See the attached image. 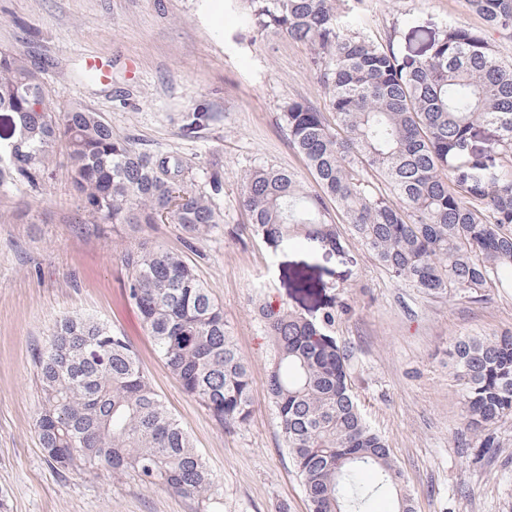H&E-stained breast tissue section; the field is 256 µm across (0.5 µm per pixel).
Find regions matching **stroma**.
<instances>
[{"label": "stroma", "mask_w": 512, "mask_h": 512, "mask_svg": "<svg viewBox=\"0 0 512 512\" xmlns=\"http://www.w3.org/2000/svg\"><path fill=\"white\" fill-rule=\"evenodd\" d=\"M361 16L373 37L394 35L405 56L448 22L484 27L467 0H364ZM11 48L43 66L61 99L87 102L143 151L179 157L223 221L192 251L171 223L78 232L82 214L62 159L41 197L0 188V512H197L193 499L134 474L62 472L44 455L34 356L55 323L76 314L134 344L213 477L212 512H309L267 394L258 309L279 299L309 316L338 310L332 336L348 352L351 389L403 471L414 512H512V418L495 428L500 447L480 454L448 365L454 338L512 333V285L478 300L424 294L341 222L339 254L300 242L275 251L246 231L238 203L246 170L273 166L312 180L283 120L289 101L326 102L307 45L258 32L234 0L216 10L203 0H0V49ZM90 56L108 66L107 83L86 78ZM193 112L211 119L187 129ZM143 242L185 254L223 307L253 379L246 425L219 426L156 353L125 294L123 255Z\"/></svg>", "instance_id": "1"}]
</instances>
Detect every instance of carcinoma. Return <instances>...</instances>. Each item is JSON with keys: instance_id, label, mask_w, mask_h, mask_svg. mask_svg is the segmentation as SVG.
Here are the masks:
<instances>
[{"instance_id": "1", "label": "carcinoma", "mask_w": 512, "mask_h": 512, "mask_svg": "<svg viewBox=\"0 0 512 512\" xmlns=\"http://www.w3.org/2000/svg\"><path fill=\"white\" fill-rule=\"evenodd\" d=\"M246 19L314 54L327 109L284 106L288 140L314 180L260 166L242 179L248 230L274 249L302 241L343 250L327 202L377 261L433 295L476 299L512 281V61L484 33L456 20L420 59L393 36L369 37L363 0H246ZM484 26L512 40V0H468ZM64 142L87 225L180 226L186 246L221 223L188 185L181 161L112 131L94 108L63 102L20 48L0 50V187L38 196ZM126 297L159 356L226 429L252 413V377L224 312L180 253L147 242L126 252ZM271 352L267 389L310 512H363L379 492L413 512L404 475L366 423L350 389L346 350L331 336L337 314L308 318L282 303L261 310ZM467 429L482 451L512 416V335L461 336L449 348ZM43 405L38 439L62 471L109 467L210 507L212 482L188 433L167 409L129 339L80 315L58 321L34 359Z\"/></svg>"}]
</instances>
